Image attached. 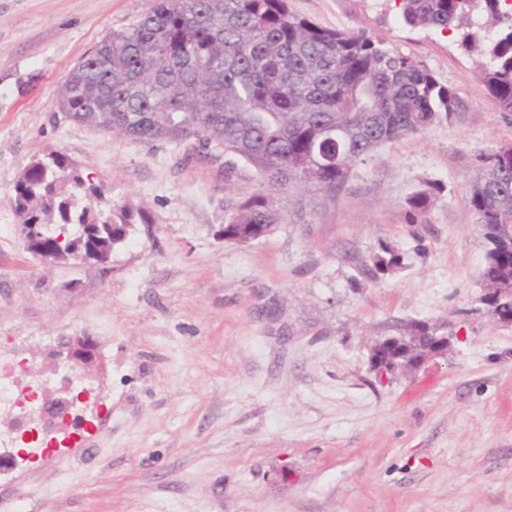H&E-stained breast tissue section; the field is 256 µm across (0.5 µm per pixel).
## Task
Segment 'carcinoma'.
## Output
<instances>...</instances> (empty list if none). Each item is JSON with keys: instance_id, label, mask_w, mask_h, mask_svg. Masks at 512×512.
Wrapping results in <instances>:
<instances>
[{"instance_id": "carcinoma-1", "label": "carcinoma", "mask_w": 512, "mask_h": 512, "mask_svg": "<svg viewBox=\"0 0 512 512\" xmlns=\"http://www.w3.org/2000/svg\"><path fill=\"white\" fill-rule=\"evenodd\" d=\"M399 12L411 29L456 33L499 110L512 112V16L500 0H400ZM57 103L77 124L251 165L262 190L224 230L245 239L314 215L357 163L460 101L423 61L364 32L321 27L288 0H154L75 64ZM106 194L55 152L26 165L12 203L22 226L47 237L77 229L85 250L106 255L146 223ZM468 201L487 242L483 287L512 289V146L480 157Z\"/></svg>"}]
</instances>
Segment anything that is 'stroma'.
I'll return each instance as SVG.
<instances>
[{"label":"stroma","mask_w":512,"mask_h":512,"mask_svg":"<svg viewBox=\"0 0 512 512\" xmlns=\"http://www.w3.org/2000/svg\"><path fill=\"white\" fill-rule=\"evenodd\" d=\"M288 2L418 58L460 105L373 151L309 223L236 244L224 224L261 189L250 165L58 107L69 70L153 0H0V331L50 391L64 339L101 355L81 422L44 455L12 446L0 512H512V323L479 308L466 199L479 156L512 145V114L455 38L405 27L394 0ZM52 151L147 216L108 263L26 251L12 188ZM387 252L396 266L372 275ZM412 322L446 328L447 354L376 382L372 347Z\"/></svg>","instance_id":"stroma-1"}]
</instances>
